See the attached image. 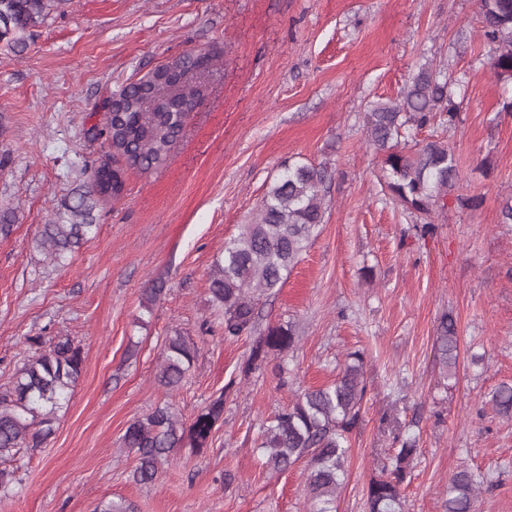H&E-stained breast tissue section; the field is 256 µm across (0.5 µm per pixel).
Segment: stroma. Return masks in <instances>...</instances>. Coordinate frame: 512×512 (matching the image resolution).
<instances>
[{
	"instance_id": "1",
	"label": "stroma",
	"mask_w": 512,
	"mask_h": 512,
	"mask_svg": "<svg viewBox=\"0 0 512 512\" xmlns=\"http://www.w3.org/2000/svg\"><path fill=\"white\" fill-rule=\"evenodd\" d=\"M480 27L479 0H62L22 47L0 48V212L13 224L0 236V390L31 338L71 336L84 356L52 434L7 461L0 512H93L118 498L134 512H309L305 462L269 473L260 427L333 382L353 351L367 394L336 512H368L369 482L399 434L418 439L404 512H444L461 466L480 484L477 512H512V421L490 403L512 382V224L500 220L512 199V82L491 73ZM208 49L220 59L197 74L205 90L168 161L126 171L119 200L94 201L96 237L50 263L35 240L107 153L105 102ZM427 66L456 82L461 109L414 140L448 142L459 180L422 224L383 191L365 115ZM291 162L327 166L325 222L261 298L262 325L292 323L297 345L244 378L252 339H225L210 272ZM157 281L165 292L152 302ZM448 313L452 368L436 343ZM175 331L199 356L169 397L154 373ZM228 383L209 449H177L154 482L136 483L127 425L167 403L191 420Z\"/></svg>"
}]
</instances>
